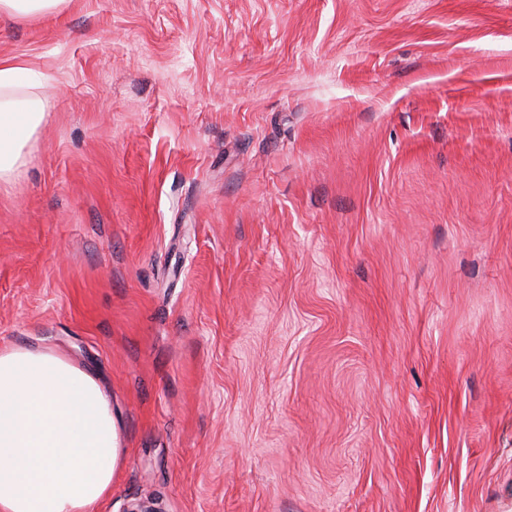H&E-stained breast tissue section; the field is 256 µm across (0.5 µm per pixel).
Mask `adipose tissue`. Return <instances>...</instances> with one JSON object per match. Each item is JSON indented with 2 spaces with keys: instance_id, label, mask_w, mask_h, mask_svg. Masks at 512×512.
I'll list each match as a JSON object with an SVG mask.
<instances>
[{
  "instance_id": "adipose-tissue-1",
  "label": "adipose tissue",
  "mask_w": 512,
  "mask_h": 512,
  "mask_svg": "<svg viewBox=\"0 0 512 512\" xmlns=\"http://www.w3.org/2000/svg\"><path fill=\"white\" fill-rule=\"evenodd\" d=\"M41 77L0 65V181L26 164L46 120ZM119 456L112 404L95 374L42 348H0V512H91Z\"/></svg>"
}]
</instances>
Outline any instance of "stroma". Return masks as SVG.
Segmentation results:
<instances>
[{"mask_svg": "<svg viewBox=\"0 0 512 512\" xmlns=\"http://www.w3.org/2000/svg\"><path fill=\"white\" fill-rule=\"evenodd\" d=\"M0 60V346L109 393L94 512H512V0H67ZM41 77L22 63L0 65V181H10L26 164L24 148L46 120L47 100L37 91ZM27 90L19 94L18 90Z\"/></svg>", "mask_w": 512, "mask_h": 512, "instance_id": "35a3bbf8", "label": "stroma"}]
</instances>
